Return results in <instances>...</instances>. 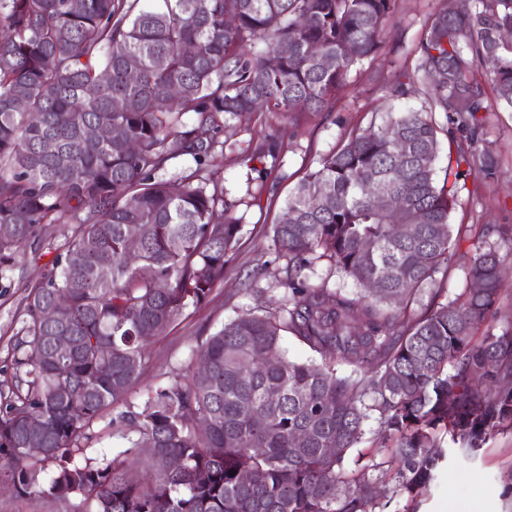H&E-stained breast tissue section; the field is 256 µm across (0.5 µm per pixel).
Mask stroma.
I'll use <instances>...</instances> for the list:
<instances>
[{"label": "stroma", "instance_id": "1", "mask_svg": "<svg viewBox=\"0 0 512 512\" xmlns=\"http://www.w3.org/2000/svg\"><path fill=\"white\" fill-rule=\"evenodd\" d=\"M458 0H396L395 12L381 38L384 53L365 62L350 75L349 85L337 94L336 110L330 114H307L296 121L279 113L256 112L246 121L226 120L220 134L224 143V197L236 202L235 214L241 232L229 252L223 284L215 286L198 307L186 311L149 348V362L129 391V405H140L148 390L176 377L193 349L224 322L246 307L263 305L265 298L280 296L271 276L261 265L275 257L270 230L282 215L289 192L320 157L333 152L352 131L385 118L387 109H401L391 96L392 74L413 67L415 49L429 17ZM272 134L285 149L278 183L264 182L254 171L251 152L260 139ZM483 144L500 162L498 180L481 182L470 177L460 182L451 221L467 225V232L454 245L461 254H473L477 236L487 224L512 225V107L497 103L487 113ZM43 251L28 254L20 265L0 271V391L15 387L11 353L20 329L18 310L29 286L39 280L50 261L47 246L62 243V228H42ZM388 512H512V432L491 438L469 458L451 454L443 463L430 489L415 500L394 498Z\"/></svg>", "mask_w": 512, "mask_h": 512}]
</instances>
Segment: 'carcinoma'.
Masks as SVG:
<instances>
[{"instance_id":"1","label":"carcinoma","mask_w":512,"mask_h":512,"mask_svg":"<svg viewBox=\"0 0 512 512\" xmlns=\"http://www.w3.org/2000/svg\"><path fill=\"white\" fill-rule=\"evenodd\" d=\"M395 6L0 0V268L42 249L41 225L63 226L25 298L15 365L26 389L0 405V484L31 501L78 496L85 512H385L427 490L445 439L470 455L512 431V328L479 342L473 332L498 314L512 225L487 230L470 257L452 249L467 231L451 223L460 181L499 175L480 146L491 102L476 72L512 106V0H473L432 15L414 68L394 76L391 96L421 106L351 133L290 192V221L271 227L286 261L273 307L236 313L180 378L113 418L128 448L85 455L151 340L224 281L241 231L220 185L224 121L335 111L352 70L382 52ZM438 112L454 145L441 184ZM99 126L121 134L95 139ZM254 154L262 176L285 178L277 137ZM186 157L194 169L162 177ZM393 198L403 206L384 204ZM324 260L357 291L310 282L305 271ZM455 264L471 287L443 301L435 284ZM286 333L321 362L288 358ZM34 415L46 448L37 458L24 451Z\"/></svg>"}]
</instances>
